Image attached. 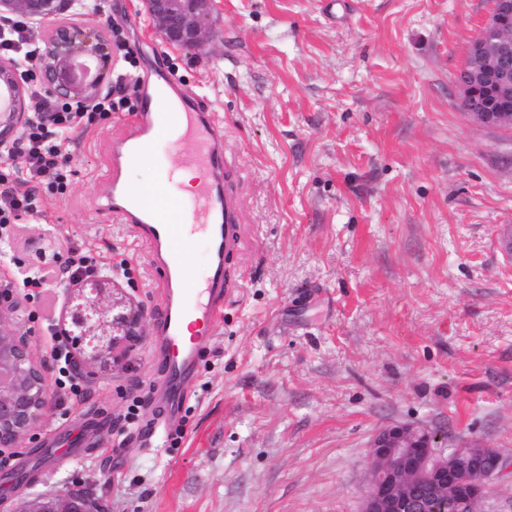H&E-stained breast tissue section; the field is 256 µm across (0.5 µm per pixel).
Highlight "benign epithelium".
Segmentation results:
<instances>
[{"label": "benign epithelium", "mask_w": 512, "mask_h": 512, "mask_svg": "<svg viewBox=\"0 0 512 512\" xmlns=\"http://www.w3.org/2000/svg\"><path fill=\"white\" fill-rule=\"evenodd\" d=\"M80 0H0V17L20 16L47 26L40 49V73L49 93L83 110L95 103L112 78V51L101 28L57 23ZM154 29L170 46L194 50L210 38L214 0H145ZM462 103L469 117L490 126H512V0H492L481 33L464 51ZM28 91L18 65L0 59V149L12 146L25 119ZM144 309L110 273L68 280L56 335L66 337L77 374L92 379L96 369L117 364L141 338ZM22 307L0 290V452L20 448L44 417L49 388L46 364L30 345ZM370 471L361 512H432L443 499L453 512H477L492 481L512 472V462L494 448L473 441L448 453L437 435L396 423L370 443ZM19 512H104L90 493L68 486L35 498Z\"/></svg>", "instance_id": "benign-epithelium-1"}]
</instances>
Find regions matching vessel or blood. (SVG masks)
Instances as JSON below:
<instances>
[{
	"label": "vessel or blood",
	"instance_id": "1",
	"mask_svg": "<svg viewBox=\"0 0 512 512\" xmlns=\"http://www.w3.org/2000/svg\"><path fill=\"white\" fill-rule=\"evenodd\" d=\"M138 107L114 135L104 176L111 186L101 205L128 225L163 273V314L156 323L154 399L165 432L178 427L201 356L212 349L224 303L232 288L226 275L243 244L238 201L229 186L224 127L196 96L170 103L148 80L139 83ZM179 155L203 170L187 212L173 218L165 210L133 197L126 173L152 160L164 164ZM204 244L206 263L197 273L186 257Z\"/></svg>",
	"mask_w": 512,
	"mask_h": 512
}]
</instances>
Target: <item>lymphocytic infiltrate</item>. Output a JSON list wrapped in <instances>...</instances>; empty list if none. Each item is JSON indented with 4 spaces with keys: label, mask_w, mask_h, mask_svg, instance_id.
I'll return each instance as SVG.
<instances>
[{
    "label": "lymphocytic infiltrate",
    "mask_w": 512,
    "mask_h": 512,
    "mask_svg": "<svg viewBox=\"0 0 512 512\" xmlns=\"http://www.w3.org/2000/svg\"><path fill=\"white\" fill-rule=\"evenodd\" d=\"M114 109V102L108 100L80 111L43 99L38 112L19 130L12 148L0 156V236L9 237L22 218H44L37 185H45L54 195L66 194L73 131L107 117Z\"/></svg>",
    "instance_id": "lymphocytic-infiltrate-1"
}]
</instances>
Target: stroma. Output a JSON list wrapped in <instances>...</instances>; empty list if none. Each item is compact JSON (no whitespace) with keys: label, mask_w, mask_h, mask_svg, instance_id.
<instances>
[{"label":"stroma","mask_w":512,"mask_h":512,"mask_svg":"<svg viewBox=\"0 0 512 512\" xmlns=\"http://www.w3.org/2000/svg\"><path fill=\"white\" fill-rule=\"evenodd\" d=\"M490 0H215L213 35L177 50L144 0H101L117 69L203 97L224 126L245 226L216 348L189 385L178 444L141 441L155 413L159 276L145 245L97 199L122 108L76 129L69 191L26 219L13 266L65 267L70 248L128 259L121 288L146 311L122 364L50 393L22 448L0 455V512L66 486L108 512H360L369 446L408 423L445 447L512 458V128L458 107L463 48ZM45 359L53 288L17 289ZM89 448L50 472L48 432Z\"/></svg>","instance_id":"stroma-1"}]
</instances>
